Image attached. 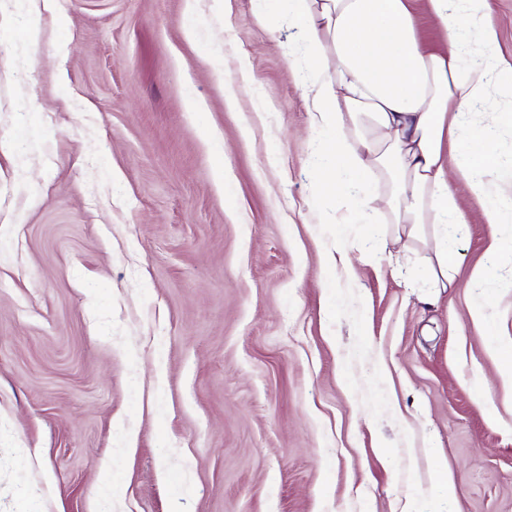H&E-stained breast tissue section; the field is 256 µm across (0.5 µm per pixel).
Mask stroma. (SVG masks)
Listing matches in <instances>:
<instances>
[{
	"label": "stroma",
	"instance_id": "35a3bbf8",
	"mask_svg": "<svg viewBox=\"0 0 512 512\" xmlns=\"http://www.w3.org/2000/svg\"><path fill=\"white\" fill-rule=\"evenodd\" d=\"M0 17V512H512V250L453 282L315 189L261 0ZM41 36L28 39L31 23ZM448 468L453 490L434 473Z\"/></svg>",
	"mask_w": 512,
	"mask_h": 512
}]
</instances>
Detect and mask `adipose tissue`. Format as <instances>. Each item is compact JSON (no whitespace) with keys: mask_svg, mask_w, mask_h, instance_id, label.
Returning a JSON list of instances; mask_svg holds the SVG:
<instances>
[{"mask_svg":"<svg viewBox=\"0 0 512 512\" xmlns=\"http://www.w3.org/2000/svg\"><path fill=\"white\" fill-rule=\"evenodd\" d=\"M264 2L286 8L303 47L302 93L321 131L315 155L326 191L366 220L387 187L397 234L423 239L435 228L426 275L447 287L454 263L448 227L461 221L448 183L449 149L460 152L458 171L482 196L487 223L512 222V166H502L492 146L493 133L512 129V105L465 125L467 110L491 90H512L487 0H427L446 36L442 50L418 37L413 0ZM470 38L481 58L469 57Z\"/></svg>","mask_w":512,"mask_h":512,"instance_id":"obj_1","label":"adipose tissue"}]
</instances>
